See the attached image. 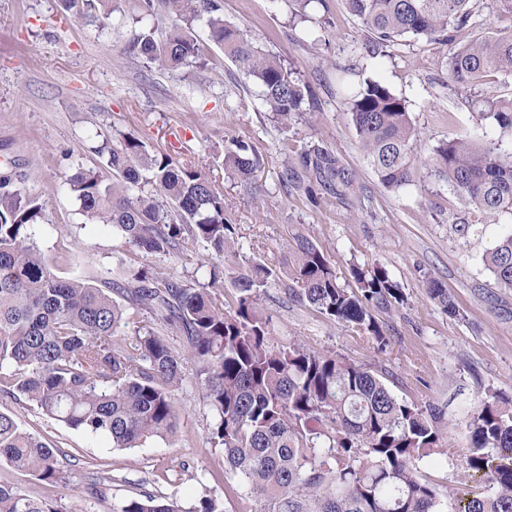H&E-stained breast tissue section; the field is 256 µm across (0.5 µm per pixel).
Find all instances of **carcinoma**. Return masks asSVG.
I'll return each instance as SVG.
<instances>
[{
	"label": "carcinoma",
	"instance_id": "carcinoma-1",
	"mask_svg": "<svg viewBox=\"0 0 512 512\" xmlns=\"http://www.w3.org/2000/svg\"><path fill=\"white\" fill-rule=\"evenodd\" d=\"M183 27L165 39L144 37L140 55L161 69L198 65L199 35L238 63L260 90L262 108L288 127L306 111L308 87L280 60L266 54L217 14L214 0H164ZM348 11L380 43L408 35L449 46L448 72L459 89L489 75L512 78V32L494 37L460 35L475 0H345ZM481 122L512 131V96L471 101ZM349 112L361 150L380 183L398 191L424 166L452 187L466 207L512 213V153L478 144L475 131L440 142L423 156L406 101L367 79ZM95 152L118 174L104 183L92 170L70 179L87 219L112 225L128 250L188 256V245L211 250L209 287L177 283L154 267L130 266L118 280L100 283L53 272L33 241L43 205L12 187L15 173H0V394L20 397L43 415L112 447L135 448L171 438L177 428L174 392L195 365L192 382L211 418L210 443L224 449L229 471L241 478L255 512H512V396L493 392L470 418L462 467L481 474L482 492L450 489L442 502L419 464L446 444L436 417L398 399L371 371L321 354L295 341L279 342L261 307L260 291L280 280L276 268L253 260L238 273L234 310H224L218 265L241 249L235 225L224 215V194L195 166L132 135ZM299 165L328 195L356 192V172L328 147L312 143ZM224 165L251 183L258 160L234 139ZM284 186L310 196L296 166ZM294 264L288 295L329 319L368 335L381 352L388 339L373 310L404 302L400 284L382 264H353L355 287L309 236L293 235ZM484 261L501 288H512V230L499 237ZM430 294L456 313L448 289L436 279ZM146 314L172 333L176 349L153 327L122 331L128 313ZM60 452L0 411V460L13 471L50 486L62 481ZM0 512H66L0 483ZM113 512H224L211 493L185 507L167 496H130Z\"/></svg>",
	"mask_w": 512,
	"mask_h": 512
}]
</instances>
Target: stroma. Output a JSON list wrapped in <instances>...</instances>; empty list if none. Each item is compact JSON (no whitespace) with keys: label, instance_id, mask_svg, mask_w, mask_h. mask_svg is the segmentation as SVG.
<instances>
[{"label":"stroma","instance_id":"stroma-1","mask_svg":"<svg viewBox=\"0 0 512 512\" xmlns=\"http://www.w3.org/2000/svg\"><path fill=\"white\" fill-rule=\"evenodd\" d=\"M226 22L264 52L291 66L311 91L313 105L299 118L313 142L339 155L358 177L356 197L344 200L286 189L281 143L288 133L264 112L257 86L212 43H205L203 77L194 68L160 70L136 46L146 34L163 38L176 19L161 0H117L106 21L79 19L59 0H0V163L12 162L22 188L38 198L44 220L34 240L63 277L114 279L118 261L165 269L197 288L209 282L206 244L190 260L127 251L111 225L89 221L69 190L77 172L92 169L112 182L95 153L102 142L133 135L178 159L190 158L224 193L225 214L243 246L224 267L254 257L290 266L292 233L308 232L341 280L351 265L383 264L399 282L403 306L378 314L389 340L378 351L366 336L334 322L270 285L262 304L278 340H297L381 375L401 400L433 408L448 446L421 463L440 490L480 492L479 477L462 469L466 425L491 392L512 394V289L498 287L484 264L486 250L512 229V214L485 216L465 209L447 182L419 170L413 185L386 190L361 151L349 99L367 79L403 98L422 152L482 126L485 142L512 152V133L478 121L466 91L448 76V48L406 36L367 55V34L344 0H216ZM240 137L260 160L251 186L222 164L225 143ZM465 223L464 234L453 227ZM440 280L457 312L429 296ZM179 428L174 439L114 449L103 439L69 429L25 401L0 398V411L62 451V481L43 485L0 462V482L68 508L112 512L114 502L138 494L191 502L211 493L225 512H253L239 478L226 472L224 451L210 444V417L191 383L175 393ZM105 495H98L101 479Z\"/></svg>","mask_w":512,"mask_h":512}]
</instances>
